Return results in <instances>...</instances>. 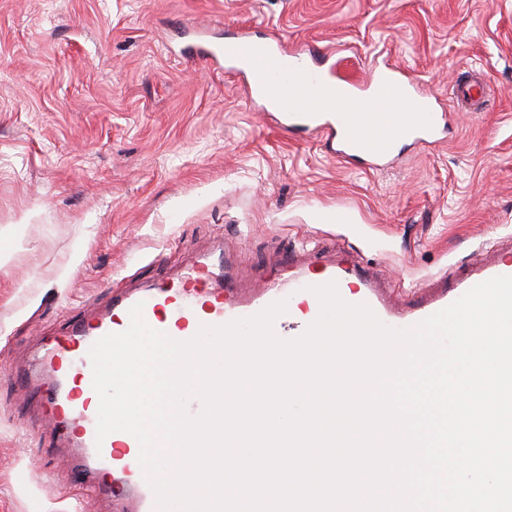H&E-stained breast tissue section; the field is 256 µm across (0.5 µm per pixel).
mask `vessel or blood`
I'll list each match as a JSON object with an SVG mask.
<instances>
[{
  "label": "vessel or blood",
  "mask_w": 512,
  "mask_h": 512,
  "mask_svg": "<svg viewBox=\"0 0 512 512\" xmlns=\"http://www.w3.org/2000/svg\"><path fill=\"white\" fill-rule=\"evenodd\" d=\"M280 57L281 67L273 74L257 71L250 74L251 89L282 87L284 95L276 99V108L286 126L325 130L336 136V155L341 159L369 157L383 160L408 144H434L448 127L439 113L433 112L435 93L430 85L414 73L395 65L381 68L375 83L395 97L411 101L417 113L401 117L390 125H381L377 114L368 112H299L295 103L306 91L321 86L325 79L335 77L334 69L311 71L306 80L296 81V53L282 50L280 45L268 49ZM336 78V77H335ZM456 98L480 102L487 95L486 83L464 80L453 89ZM382 127L381 145L370 148L357 136V128ZM232 258L227 254L203 256L184 267L170 279L116 288L110 302L96 314L74 315L61 335L44 344L42 360L51 383L45 399V417L61 437L80 448L75 462L79 476L100 498L113 500L117 486L133 487L138 503L136 512H155V496L143 469L133 467L130 458L138 441L129 434H109L103 444H96L98 397L93 388L74 389L75 379L91 380L92 368L88 353L95 341L109 333L125 331L130 325L129 311L141 305L142 318L152 330L177 341L192 339L201 326H217L242 316H253L274 301L286 300L287 310L274 323L276 335L286 329L305 331L318 316L320 305L311 292L312 284L336 282L343 300L351 304H367L381 322L393 328L414 326L453 303L447 292L421 297L419 303L410 299H392L374 283L368 270L342 263L296 264L283 259L278 276L264 280L257 291L243 296L229 275ZM499 275L512 276V248L493 261L477 260L469 275L456 281L458 293Z\"/></svg>",
  "instance_id": "obj_1"
}]
</instances>
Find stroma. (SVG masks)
I'll use <instances>...</instances> for the list:
<instances>
[{"instance_id":"obj_1","label":"stroma","mask_w":512,"mask_h":512,"mask_svg":"<svg viewBox=\"0 0 512 512\" xmlns=\"http://www.w3.org/2000/svg\"><path fill=\"white\" fill-rule=\"evenodd\" d=\"M387 59L429 81L448 138L385 169L283 131L248 72L171 52L240 31ZM0 512H108L43 419L41 338L224 247L240 287L284 252L350 256L387 292L455 282L512 243V0H0ZM493 88L479 111L452 88Z\"/></svg>"}]
</instances>
